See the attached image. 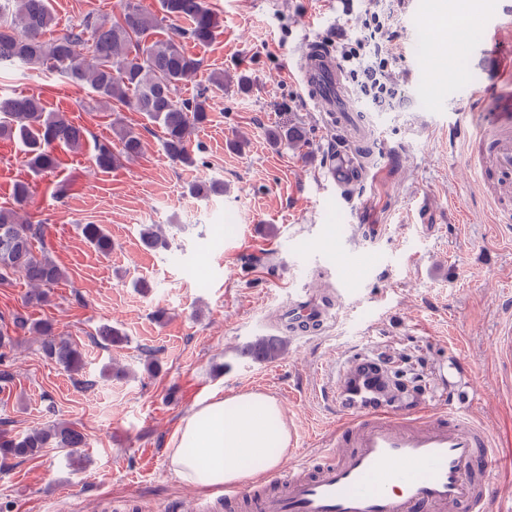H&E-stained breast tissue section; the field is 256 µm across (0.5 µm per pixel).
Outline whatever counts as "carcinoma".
<instances>
[{
    "instance_id": "obj_1",
    "label": "carcinoma",
    "mask_w": 512,
    "mask_h": 512,
    "mask_svg": "<svg viewBox=\"0 0 512 512\" xmlns=\"http://www.w3.org/2000/svg\"><path fill=\"white\" fill-rule=\"evenodd\" d=\"M162 16L127 0L116 16H87L80 24L51 39L54 15L50 0H0V65L21 63L42 72H56L76 84H86L103 102L115 100L145 115L162 133L163 149L173 161L191 164L187 142L192 132L208 121L209 97L201 92L193 98L177 100L179 86L192 80L202 60L187 53L183 41L200 46L210 44L220 28L217 15L207 0H160ZM189 21V27L170 36L151 35L164 21ZM89 131L70 123L63 115L45 110L35 96H0V136L15 138L24 147L23 164L35 175L49 174L57 167L52 151L56 143L78 147ZM143 148L139 134L120 129L119 149L100 143L94 165L109 170L119 162L138 156ZM81 233L102 255L112 252V238L100 224H83ZM41 225L18 223L17 212L0 208V283L17 279L32 287L29 301H48L47 288L65 277L62 268L49 256L34 249ZM141 240L148 249H167L169 242L157 226L146 225ZM13 332L43 337L47 358L70 372L83 369L81 351L55 334L48 321H32L22 314L12 318ZM106 346L125 341L123 333L104 325L96 330ZM279 336L261 338L248 347L263 361H272L284 351ZM84 435L58 423L34 428L17 437L0 436V456L33 459L47 448H65L74 455L83 446Z\"/></svg>"
}]
</instances>
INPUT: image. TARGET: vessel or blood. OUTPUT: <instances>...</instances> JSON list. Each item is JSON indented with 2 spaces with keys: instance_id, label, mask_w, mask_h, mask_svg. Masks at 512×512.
I'll list each match as a JSON object with an SVG mask.
<instances>
[{
  "instance_id": "1",
  "label": "vessel or blood",
  "mask_w": 512,
  "mask_h": 512,
  "mask_svg": "<svg viewBox=\"0 0 512 512\" xmlns=\"http://www.w3.org/2000/svg\"><path fill=\"white\" fill-rule=\"evenodd\" d=\"M512 29V9L477 22L469 42L482 65H499V49ZM309 98L353 144L366 141L343 87L335 55L321 42H310L298 65ZM475 118L471 140L476 158L469 177L491 192L492 221L512 226V93L480 85L465 86ZM351 154L337 152L329 170L333 182L350 181ZM329 305L307 298L289 304L281 323L289 335L322 329ZM365 360L349 357L334 387L339 423L327 449L311 464L277 465L268 484L254 481L225 490V512H488L496 493L490 463L495 458L487 431L456 404L430 412L424 398L404 401L403 390L388 367L369 376L358 370Z\"/></svg>"
}]
</instances>
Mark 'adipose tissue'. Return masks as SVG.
<instances>
[{"instance_id":"adipose-tissue-1","label":"adipose tissue","mask_w":512,"mask_h":512,"mask_svg":"<svg viewBox=\"0 0 512 512\" xmlns=\"http://www.w3.org/2000/svg\"><path fill=\"white\" fill-rule=\"evenodd\" d=\"M289 443L288 426L273 398L259 392L213 394L182 419L168 457L182 483L233 485L280 463Z\"/></svg>"}]
</instances>
